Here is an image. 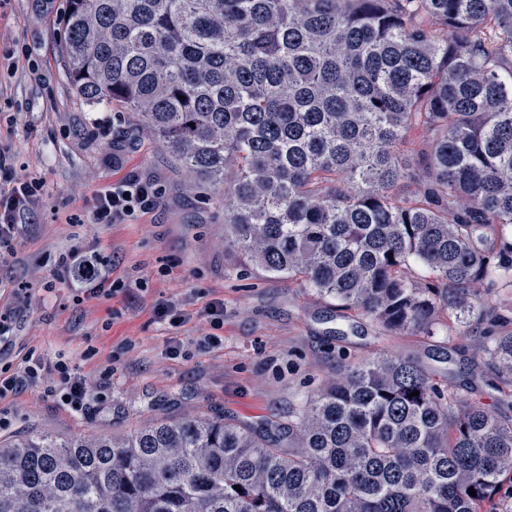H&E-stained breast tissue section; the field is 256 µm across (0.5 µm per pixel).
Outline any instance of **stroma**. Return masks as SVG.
<instances>
[{
	"label": "stroma",
	"instance_id": "stroma-1",
	"mask_svg": "<svg viewBox=\"0 0 512 512\" xmlns=\"http://www.w3.org/2000/svg\"><path fill=\"white\" fill-rule=\"evenodd\" d=\"M66 0H0V148L40 184L37 208L21 216L15 258L0 269V303L11 306L14 362L32 347L74 365L107 399L81 417L32 386L0 400L10 421L0 437L46 430L64 437L125 433L162 416L201 412L242 423L287 422L288 410L334 375L338 355H433L456 346L479 361L467 333L397 336L285 279L240 273L224 252V213L156 139L120 107L92 104L70 80L58 33ZM150 177L158 206L127 224H74L86 202L129 171ZM112 263L113 296L75 302L60 259L74 245ZM26 288L29 301L15 288ZM182 297L196 312L224 302V324L192 320L180 356L153 314L156 299ZM214 331L216 345L199 334ZM110 380H103L104 370Z\"/></svg>",
	"mask_w": 512,
	"mask_h": 512
}]
</instances>
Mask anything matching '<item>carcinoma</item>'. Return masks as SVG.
<instances>
[{
  "mask_svg": "<svg viewBox=\"0 0 512 512\" xmlns=\"http://www.w3.org/2000/svg\"><path fill=\"white\" fill-rule=\"evenodd\" d=\"M60 41L80 96L213 189L239 266L397 335L512 319L486 304L512 289V0H67ZM481 348L511 391L512 331ZM507 479L512 411L385 354L286 430L0 441V512H494Z\"/></svg>",
  "mask_w": 512,
  "mask_h": 512,
  "instance_id": "1",
  "label": "carcinoma"
}]
</instances>
